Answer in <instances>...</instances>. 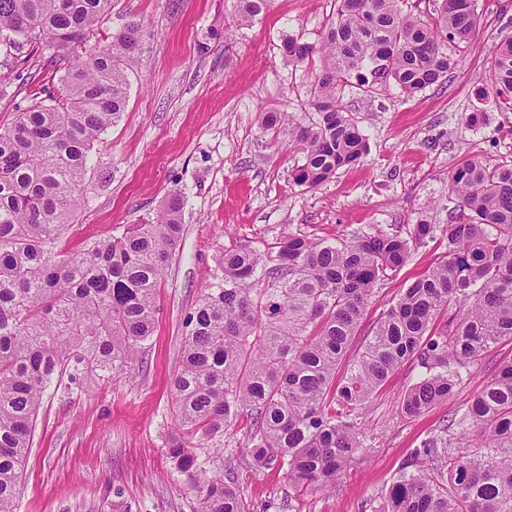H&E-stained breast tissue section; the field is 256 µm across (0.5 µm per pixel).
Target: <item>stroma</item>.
I'll return each mask as SVG.
<instances>
[{
    "mask_svg": "<svg viewBox=\"0 0 512 512\" xmlns=\"http://www.w3.org/2000/svg\"><path fill=\"white\" fill-rule=\"evenodd\" d=\"M236 0H112L101 30L130 19L142 25L140 61L127 72L121 119L91 152L83 203L58 249L153 221L165 197H185L183 232L156 294L157 319L131 376L51 384L38 412L26 480L16 512H199L189 479L165 454L174 427L173 380L185 321L215 278L224 251L271 250L283 233L329 242L382 231L410 239L411 254L378 289L363 317L369 332L401 290L442 255L457 200L448 178L466 158L512 163V112L487 96L497 45L512 39V0H479L481 22L454 53L446 80L409 96L398 89L345 88L342 105L362 130L367 152L316 188L297 185L303 158L287 128L266 130L261 113L308 109L319 63L293 65L288 38L314 43L336 12L335 0H270L253 26L231 28ZM476 124H467L470 114ZM434 232L412 241L419 222ZM512 359V341L470 368L454 394L420 417L400 411L423 373L404 364L362 410L364 449L334 489L299 490L285 468H255L244 450L245 422L224 435V457L252 512H382L386 488L414 450L461 416L467 402Z\"/></svg>",
    "mask_w": 512,
    "mask_h": 512,
    "instance_id": "obj_1",
    "label": "stroma"
}]
</instances>
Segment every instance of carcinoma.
<instances>
[{
	"label": "carcinoma",
	"mask_w": 512,
	"mask_h": 512,
	"mask_svg": "<svg viewBox=\"0 0 512 512\" xmlns=\"http://www.w3.org/2000/svg\"><path fill=\"white\" fill-rule=\"evenodd\" d=\"M432 2L425 16L410 0H336L318 43L284 42L289 62L317 54L322 63L309 101L317 122L263 116L267 128L293 126L304 155L298 184L315 188L366 152L340 86L394 85L410 96L458 65L450 47L476 33L478 0ZM268 6L236 0L233 26L254 24ZM111 9L112 0H0V96L20 78L14 58L50 52L0 128V512H15L47 386L64 374L120 376L142 358L183 230L185 198L174 193L151 223L63 259L56 251L94 144L125 111L126 70L142 53L136 20L88 45ZM487 84L512 95V40L496 47ZM448 191L462 218L448 225L444 254L380 314L354 357L370 299L407 262L409 239L375 232L331 244L288 233L263 255L224 252L187 319L173 381L178 430L166 441L199 512H250L233 473L206 476L198 454L223 449L240 418L255 466H285L292 485L330 489L363 449L358 410L404 362L425 369L400 405L411 419L448 400L463 371L512 340V164L465 159ZM452 425L479 451L452 448L444 437ZM384 512H512V361L415 450Z\"/></svg>",
	"instance_id": "obj_1"
}]
</instances>
